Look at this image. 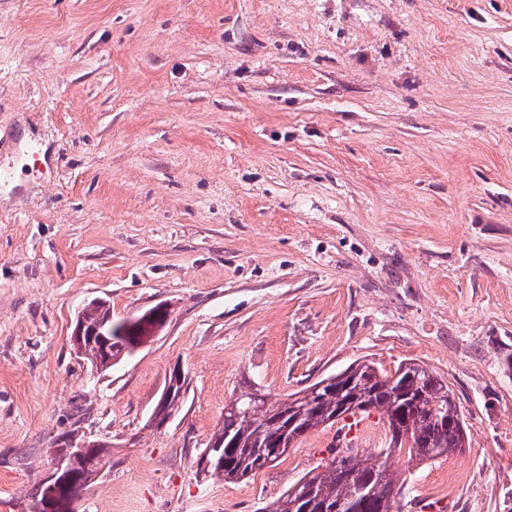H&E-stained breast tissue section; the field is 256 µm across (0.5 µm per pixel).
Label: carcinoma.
I'll return each mask as SVG.
<instances>
[{
	"label": "carcinoma",
	"mask_w": 512,
	"mask_h": 512,
	"mask_svg": "<svg viewBox=\"0 0 512 512\" xmlns=\"http://www.w3.org/2000/svg\"><path fill=\"white\" fill-rule=\"evenodd\" d=\"M110 309L86 305L87 327L98 324ZM141 342L127 323L112 325V335L83 337V356L91 365L106 353L122 359ZM347 377L319 389H303L273 404L244 391L235 398L237 411L224 410V420L203 450L205 468L229 481L246 479L282 457L284 440H297L308 431L336 423V414L378 411L391 434V446L422 462L466 447L467 426L448 385L431 369L416 363L399 364L388 373L372 363L346 370ZM106 449L88 447L71 461L69 473L85 490L106 465ZM403 483L387 460L377 456L341 454L322 471L305 474L265 512H335L340 503L352 512H394Z\"/></svg>",
	"instance_id": "1"
}]
</instances>
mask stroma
<instances>
[{"label": "stroma", "mask_w": 512, "mask_h": 512, "mask_svg": "<svg viewBox=\"0 0 512 512\" xmlns=\"http://www.w3.org/2000/svg\"><path fill=\"white\" fill-rule=\"evenodd\" d=\"M94 299L168 317L98 370ZM409 360L471 446L392 453L399 512H512V0H0V512L64 435L77 512H263L336 429L229 483L225 405ZM76 447L83 449L82 454L81 449L73 450V448H65L60 453H57L61 448H51L53 454H57L54 455L50 472L44 480L47 483L50 482V484L47 487V491L45 485L41 484L38 486L36 493L32 496L31 502L33 503L45 497L42 501L32 505L31 512H54L58 510V506L55 504V482L58 475L62 472L64 465L68 462V459L72 460L69 466V473H71L80 484V491L82 493L89 486L90 481L97 474L99 469L106 465L104 459L107 451L104 446L102 448L91 446L85 448L84 445Z\"/></svg>", "instance_id": "stroma-1"}]
</instances>
